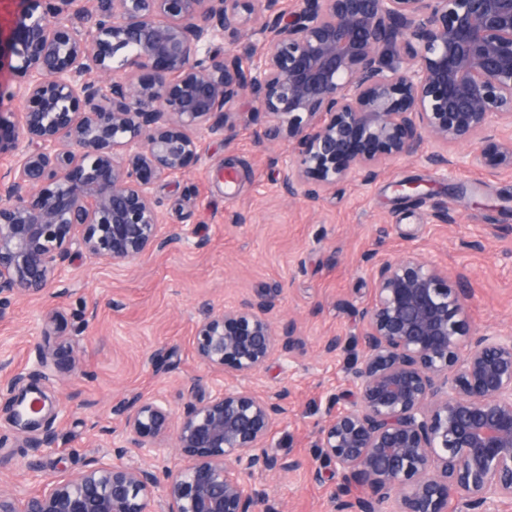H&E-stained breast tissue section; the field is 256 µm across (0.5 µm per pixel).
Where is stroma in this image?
<instances>
[{"label":"stroma","instance_id":"stroma-1","mask_svg":"<svg viewBox=\"0 0 512 512\" xmlns=\"http://www.w3.org/2000/svg\"><path fill=\"white\" fill-rule=\"evenodd\" d=\"M286 152L283 143L258 141L243 117L232 132L206 138L182 176L155 185L167 228L186 234L181 245L121 266L73 253L50 293L0 313V378L35 381L55 404L46 424L52 443L27 446L8 422L0 387V436L8 440L1 493L23 499L111 462L124 431L112 405L130 395L165 399L179 424L188 401L225 384L196 356L197 326L262 297L274 305L275 329L296 325L299 346L251 382L288 392V412L267 443L282 466L256 484L276 512H331L342 477L326 467L313 480L315 443L328 410L349 406L372 262L412 252L463 272L473 329L512 331V173L467 164L448 175L400 158L374 182L352 179L311 204L281 193L288 170L273 158ZM226 164L240 174L230 192L216 175ZM403 180L419 182L420 195L399 197L394 186ZM331 338L339 342L332 354L324 349Z\"/></svg>","mask_w":512,"mask_h":512}]
</instances>
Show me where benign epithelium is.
I'll use <instances>...</instances> for the list:
<instances>
[{
	"label": "benign epithelium",
	"instance_id": "obj_1",
	"mask_svg": "<svg viewBox=\"0 0 512 512\" xmlns=\"http://www.w3.org/2000/svg\"><path fill=\"white\" fill-rule=\"evenodd\" d=\"M0 62L16 85L0 99V311L49 291L78 245L125 265L179 244L162 235L157 181L201 159L202 140L252 103L262 141L288 142L290 199L317 202L371 182L395 159L452 172L455 148L512 170V0H26ZM90 24L78 27V18ZM263 43L251 68L227 32ZM359 312L365 356L350 408L328 412L316 447L346 485L333 512H497L512 500V333L477 332L461 273L414 253L371 268ZM269 301L244 300L199 325L195 351L238 381L184 407L176 470L153 455L170 426L162 399L130 397L117 462L53 482L0 512H273L255 476L280 467L267 440L284 390L240 384L298 346L276 333ZM53 401L33 384L9 403L12 426L39 430ZM135 452L149 467L120 462Z\"/></svg>",
	"mask_w": 512,
	"mask_h": 512
}]
</instances>
